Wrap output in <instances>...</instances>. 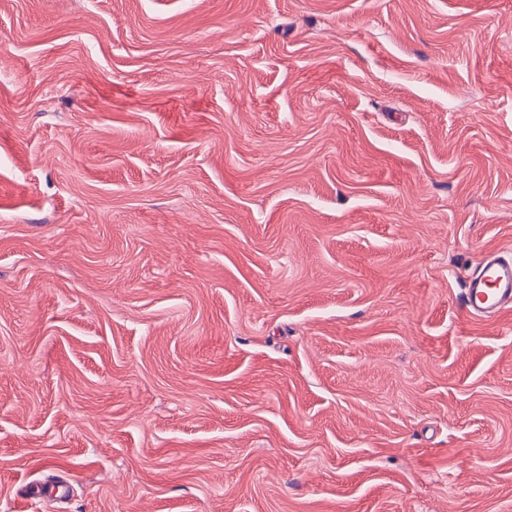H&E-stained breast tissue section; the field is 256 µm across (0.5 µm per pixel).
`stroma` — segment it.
<instances>
[{
    "mask_svg": "<svg viewBox=\"0 0 512 512\" xmlns=\"http://www.w3.org/2000/svg\"><path fill=\"white\" fill-rule=\"evenodd\" d=\"M490 249L512 0H0V512H512ZM463 307L470 315L489 316L512 306V257L487 255L465 277Z\"/></svg>",
    "mask_w": 512,
    "mask_h": 512,
    "instance_id": "35a3bbf8",
    "label": "stroma"
}]
</instances>
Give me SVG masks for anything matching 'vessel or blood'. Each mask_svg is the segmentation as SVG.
I'll return each instance as SVG.
<instances>
[{
	"label": "vessel or blood",
	"instance_id": "obj_1",
	"mask_svg": "<svg viewBox=\"0 0 512 512\" xmlns=\"http://www.w3.org/2000/svg\"><path fill=\"white\" fill-rule=\"evenodd\" d=\"M463 288L468 314L489 316L512 306V257L487 255L465 277Z\"/></svg>",
	"mask_w": 512,
	"mask_h": 512
}]
</instances>
